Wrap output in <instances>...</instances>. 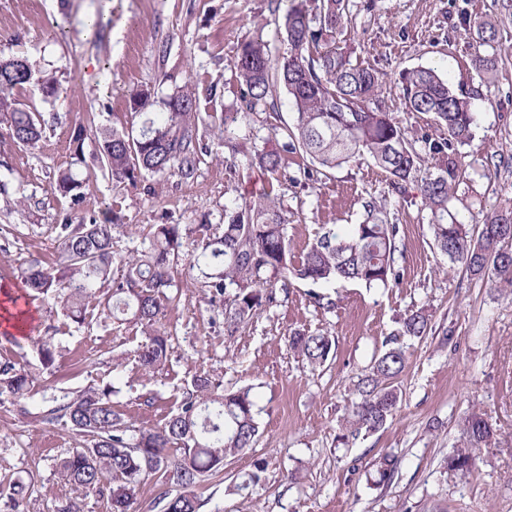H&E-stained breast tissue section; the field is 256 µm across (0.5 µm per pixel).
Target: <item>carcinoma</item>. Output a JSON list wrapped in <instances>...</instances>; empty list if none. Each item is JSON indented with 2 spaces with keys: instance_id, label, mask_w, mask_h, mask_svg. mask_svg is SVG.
<instances>
[{
  "instance_id": "carcinoma-1",
  "label": "carcinoma",
  "mask_w": 512,
  "mask_h": 512,
  "mask_svg": "<svg viewBox=\"0 0 512 512\" xmlns=\"http://www.w3.org/2000/svg\"><path fill=\"white\" fill-rule=\"evenodd\" d=\"M349 14V0H314L312 8L299 0L285 20L287 51L274 59L263 41L242 45L236 67L246 86V111L214 113V127L229 139L246 112L266 104L273 85L282 86L295 114L293 126L282 135L316 167L335 169L366 154L390 175L392 185L417 182L433 216L434 245L448 267L461 265L473 276L511 286L512 206L474 225L458 220L448 209L451 186L465 158L462 149L473 138V101L482 97L487 76L498 66L495 54H475L476 76L455 85L431 66L398 72L406 107L431 114L444 130L445 137L425 140L426 154L438 159L432 172L422 167L423 157L406 129L380 99L384 73L353 63L351 52L339 45L337 37ZM503 30L502 20L477 22L478 39L489 47ZM32 80L27 63L21 69L0 65V117L7 121L13 139L27 147L42 139V119L23 107L15 91ZM195 104L184 89L170 98L168 111L146 119L138 133L114 129L102 134L98 162L117 183L133 182L142 173L191 175L199 121ZM254 160L271 175L282 167V157L274 150L257 151ZM81 187L70 170L59 172L54 182L56 191L74 198ZM365 210V220L347 233L333 225L324 228L295 261L281 204L263 192L237 205L222 235L188 254V271L197 272L196 282L215 296L235 289L233 307L225 314L233 325L257 316L273 301V288L288 287L290 278L314 284L342 280L367 288L386 286L398 279L395 253L400 228L388 223L374 203L365 204ZM125 228L95 218L57 225L55 257L32 260L21 280L26 296L52 298L62 315L79 325L128 320L140 324L145 339L136 356L141 369L153 374L169 356L171 336L157 324L174 302L167 289L182 247L180 225H153L149 246L137 254L116 248V235ZM114 264L122 271L117 280L112 278ZM431 330V320L421 311L402 321L404 336L420 338ZM288 345L297 357L320 365L335 349V339L298 332L289 337ZM34 349L39 362L34 369L9 360L0 363V397L33 402L41 422H63L82 438L80 446L69 449L56 463L57 485L71 493L61 512H82L80 495L91 488L108 490V512H129L141 481L159 471L183 488L174 497H160L163 512H198L193 488L202 478L223 470L226 456L256 441L259 425L249 387L226 390L209 374H196L185 381L180 401L160 427L133 434L113 406L118 388L105 383L75 392L58 390L54 375L60 343L54 336H44L34 342ZM405 364L403 347L385 341L361 382L359 398L344 417L351 432L376 431L393 416L399 402L395 380ZM493 436L483 414H467L458 445L448 456V469L472 471V449L487 445ZM9 489V508L17 512L29 489L20 481L10 483Z\"/></svg>"
}]
</instances>
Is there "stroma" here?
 Here are the masks:
<instances>
[{
  "label": "stroma",
  "mask_w": 512,
  "mask_h": 512,
  "mask_svg": "<svg viewBox=\"0 0 512 512\" xmlns=\"http://www.w3.org/2000/svg\"><path fill=\"white\" fill-rule=\"evenodd\" d=\"M293 0H0V60L26 58L35 74L53 75L60 88L46 96L32 84L18 99L46 120L35 148L18 145L0 121V289L21 290L20 271L32 259L54 255V225L80 218H118L127 230L119 249L146 245L151 225L195 228L223 223L224 211L264 190L278 195L288 219L291 253L301 257L322 226L347 230L363 219L368 202L382 206L400 227L388 288L339 281L292 280L273 303L239 327L224 318V300L212 298L186 267L174 273L173 309L162 323L171 335L167 366L142 374L135 352L141 327L75 328L51 302L32 301L33 329L17 342L0 334V362L31 351L32 340L52 334L64 351L55 384L79 390L102 381L120 392L117 410L135 428L160 426L181 396L184 380L206 371L226 389L252 387L259 436L252 447L224 460V470L194 489L199 512H512V288L470 276L444 274L433 245L431 213L415 183L393 189L389 175L366 156L330 171L316 169L301 149L284 150L282 131L294 122L282 88L274 104L247 115L231 138L207 114L240 108L246 91L235 61L243 43L264 41L272 55L288 44L285 16ZM502 0H350L339 36L353 62L394 73L429 65L460 80L475 51L468 17L503 16ZM492 82L474 102V139L450 211L480 224L512 202V37L494 46ZM190 88L198 125L196 167L190 178L148 173L113 185L95 165L101 131L128 129L141 118L130 107L147 94L161 112L177 90ZM381 97L423 149L439 138L432 115L409 111L397 82ZM83 134L82 157L73 140ZM280 150L278 176L252 166L260 148ZM81 174L82 203L54 191L55 175ZM332 299L326 309L316 295ZM431 319L420 338H404L407 363L397 380L401 402L377 431L351 434L340 420L356 384L383 342L414 311ZM325 333L336 350L320 366L297 358L288 338ZM485 414L495 430L489 446L474 449L476 468L448 470L445 460L469 410ZM78 438L65 425L45 424L0 401V512L10 478H22L30 497L20 512H57L55 463ZM394 456L390 483L377 484L384 456ZM263 464L261 482L236 491L241 477Z\"/></svg>",
  "instance_id": "obj_1"
}]
</instances>
